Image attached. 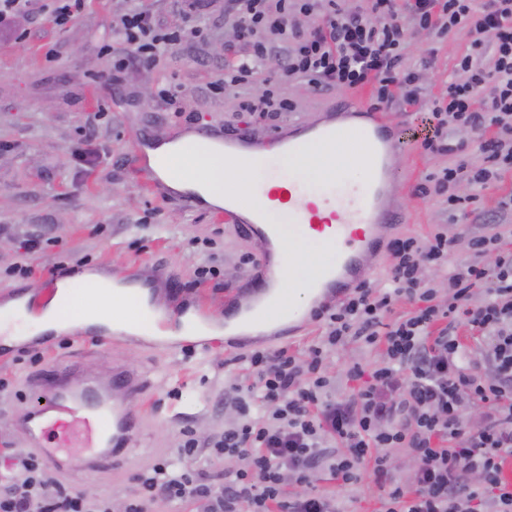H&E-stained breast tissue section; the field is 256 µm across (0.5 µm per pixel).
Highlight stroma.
<instances>
[{"instance_id": "stroma-1", "label": "stroma", "mask_w": 512, "mask_h": 512, "mask_svg": "<svg viewBox=\"0 0 512 512\" xmlns=\"http://www.w3.org/2000/svg\"><path fill=\"white\" fill-rule=\"evenodd\" d=\"M125 3L85 0L83 10L60 25L56 0H32L15 18V34H0V307L20 293L43 303L52 296L50 278L56 273L65 279L86 271L131 279L160 269L177 279L180 292L173 297L156 285L151 306L168 313L189 304L220 320L226 293L253 277L261 248L234 225L150 195L143 172L132 164L140 139L163 142L187 127H232L266 139L295 121L321 118L344 92L315 91L290 80L279 84L278 93L292 111L273 121L241 111L236 92L224 86V57L244 54L245 48L224 21L223 0L203 16L208 33L197 46L176 47L149 68L116 71L122 47L113 39L112 20ZM466 47L460 33L441 38L414 30L407 63L430 58L422 82L438 94ZM169 86L181 92L180 111L158 108L155 91ZM388 116L400 139L391 197L406 213L397 237L422 239L441 226L456 240L455 257H467L468 240L485 231L483 215L512 192V176L484 190L467 215L450 217L439 198L415 193L427 173L447 166V156L423 149L418 113L395 106ZM34 235L38 247H25ZM240 355L220 334L206 345L175 351L135 336L99 344L72 333L55 335L47 347L37 335L13 344L0 354V471L11 465L8 451L25 447L18 420L40 401L34 378L60 368L77 384L104 376L113 363L126 364L146 378L139 407L147 427L95 470L87 466V454L75 449L76 460L63 479L121 512L136 490L132 474L174 458L183 429L208 442L236 423L224 408V390L248 382ZM314 483L319 492L336 495L344 512L380 508L381 491L371 478L350 492L322 472Z\"/></svg>"}]
</instances>
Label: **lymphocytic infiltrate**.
<instances>
[{
    "label": "lymphocytic infiltrate",
    "mask_w": 512,
    "mask_h": 512,
    "mask_svg": "<svg viewBox=\"0 0 512 512\" xmlns=\"http://www.w3.org/2000/svg\"><path fill=\"white\" fill-rule=\"evenodd\" d=\"M193 25L165 28L154 13L127 7L112 25L128 51L115 68L152 66L165 51L202 37L196 19L209 0H186ZM229 0L224 14L247 55L226 59L224 84L247 90L273 53H281V79L299 77L314 90L356 92L371 87L377 107L401 102L422 112L425 150L453 162L426 175L421 195L443 197L449 213L467 210L480 191L512 174V0ZM448 36L465 32L469 45L455 59L445 91L427 96L417 70L405 67L409 28ZM469 129L478 157L453 136ZM468 194H459V186ZM502 197L486 222L489 231L468 241L469 256L453 260L456 244L444 230L426 240L390 243L388 287L364 281L336 304L315 313L326 331L299 358L288 349L246 355L253 379L233 385L224 402L239 420L212 441L210 450L237 460L223 484L164 460L135 473V497L123 512H148L156 499L200 500L206 512H342L335 497L312 484L327 472L345 491L371 472L384 491L381 512H512V249L502 247ZM495 252L493 268L482 262ZM433 266L444 288L424 278ZM415 305L391 319L397 301ZM379 347L373 371L348 365L353 385L332 396L326 374L331 351L348 343ZM485 417L472 422L471 405ZM415 462L410 484L390 475V453ZM296 493L283 492L285 481ZM0 512H113L109 501L68 492L38 455L14 456L0 475Z\"/></svg>",
    "instance_id": "1"
}]
</instances>
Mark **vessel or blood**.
Returning a JSON list of instances; mask_svg holds the SVG:
<instances>
[{"label":"vessel or blood","instance_id":"vessel-or-blood-1","mask_svg":"<svg viewBox=\"0 0 512 512\" xmlns=\"http://www.w3.org/2000/svg\"><path fill=\"white\" fill-rule=\"evenodd\" d=\"M342 115L349 118V125L320 126L299 121L288 134L276 136L277 153L297 159L298 164L291 169L286 186L267 193L304 240L329 239L333 257L316 267L309 286L321 296L336 298L364 280V259L378 248L388 226L406 221L403 213L384 203L392 175L390 161L396 149L395 130L388 115L365 111L357 98L344 101ZM195 136L201 142L222 147L229 159L254 147L253 142L223 128L199 129ZM343 139L363 148L372 173L363 190L356 192L343 183L332 184L320 177L305 180L299 161L307 156L310 147L327 148ZM155 147V142L142 140L134 156L135 165L145 170L156 196L192 208L194 192L171 188L160 173L150 168L149 153ZM213 215L224 223L237 225L263 246L261 269L246 287L249 301L242 304L232 297L225 301L226 325L259 322L265 314L272 313L280 316L283 326H293L301 315L289 308L279 293L281 285L293 277L287 263L293 245L284 235L283 226L268 222L265 212L259 209L252 218H245L235 199L214 209ZM39 386L48 397L42 406L28 409L19 426L28 447L55 469H63L59 451L69 447L72 440L100 449L102 457L108 459L143 427L142 416L130 411L127 404L139 398L144 384L138 373L125 367H114L108 381H93L79 388L71 386L62 371L51 370L40 377Z\"/></svg>","mask_w":512,"mask_h":512}]
</instances>
